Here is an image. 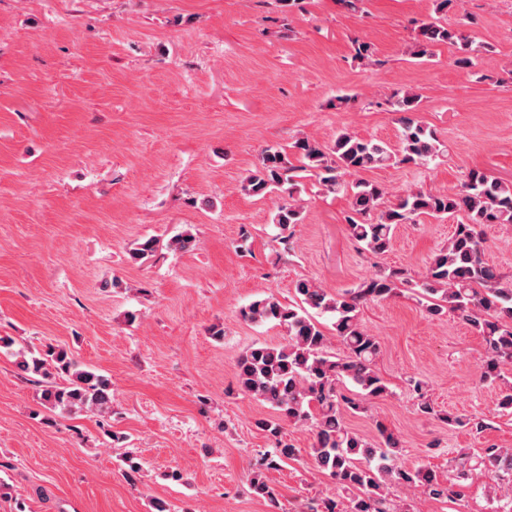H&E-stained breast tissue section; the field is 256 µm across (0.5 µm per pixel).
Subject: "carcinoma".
<instances>
[{
	"mask_svg": "<svg viewBox=\"0 0 512 512\" xmlns=\"http://www.w3.org/2000/svg\"><path fill=\"white\" fill-rule=\"evenodd\" d=\"M438 44L457 47L456 66L467 68L472 64L471 56L476 52L473 41L437 22L419 27L414 55L430 57ZM420 99V95L407 91L389 101L392 111L401 113L402 132L396 149L345 131L330 146L302 138L293 145L302 159L301 166L289 165L284 152L268 148L243 184L248 194L266 196L283 182L292 181L298 170L315 173L327 191L349 196V236L374 255L390 250L393 231L399 224L413 223L422 215L457 221L448 243L434 255L419 281L404 277L401 270L379 271L354 288L331 294L309 280H300L295 285L296 301L283 303L269 296L248 307L246 317L253 321L274 320L287 333L280 344L252 345L236 364L239 390L280 412L278 418L258 421V426L276 441V457L268 458L267 466L275 467L277 459L295 455V448L282 441V421L309 426L315 434L311 448L314 461L335 480L340 491L339 498H325L308 506V512H409L405 504L390 497L393 486L418 490L436 499L464 496L465 485L458 483L453 488L429 468L403 465V448L393 433L381 428L382 441L372 443L346 426L343 412L359 413L365 410L366 401L388 391L375 369L379 341L359 322L363 303L388 299L405 287L428 315L451 314L459 318L486 345L480 382L503 385L498 407L512 414V384L504 375V369L512 365V282L504 280L484 260L488 248L485 228L512 224V183L471 170L453 194L418 188L382 210L385 188L364 179H351L361 171L392 162L425 165L438 156L435 132L412 118ZM300 222L297 206L290 203L278 207L274 223L283 242L291 239L292 228ZM157 248L158 241L148 238L132 249L131 256L147 260ZM324 314L334 318L336 338L347 351L342 358L328 351L329 338L315 319ZM18 357V368L25 373L49 377L54 371L62 376V382L42 389L41 399L51 407L67 412H110L109 380L93 371L77 369L66 349L51 348L43 353L22 350ZM348 381L356 388L350 395L345 393ZM406 383L416 394L421 415L436 418L448 427L468 426L478 433L486 428L479 418L435 409L422 380L410 377ZM449 466L460 471L458 478L462 480L469 479L473 472L489 470L495 479L493 494L512 493V448L492 445L478 454L453 457ZM250 489L255 496L275 502L273 488L260 475L250 479Z\"/></svg>",
	"mask_w": 512,
	"mask_h": 512,
	"instance_id": "cac0c4a2",
	"label": "carcinoma"
}]
</instances>
